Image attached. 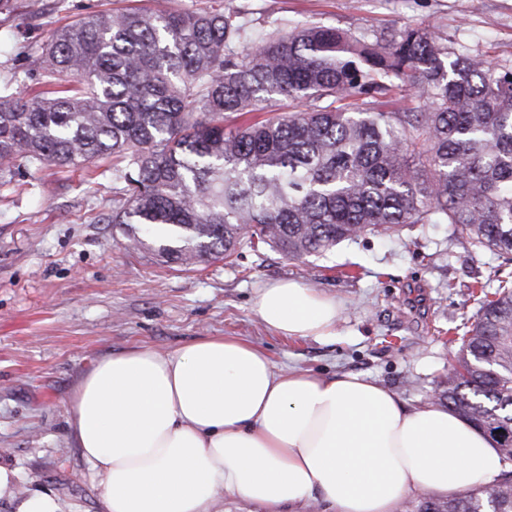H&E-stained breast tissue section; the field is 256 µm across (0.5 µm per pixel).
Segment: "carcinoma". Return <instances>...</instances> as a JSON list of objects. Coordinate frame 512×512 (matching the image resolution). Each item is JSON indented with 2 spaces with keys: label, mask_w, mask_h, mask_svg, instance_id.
Here are the masks:
<instances>
[{
  "label": "carcinoma",
  "mask_w": 512,
  "mask_h": 512,
  "mask_svg": "<svg viewBox=\"0 0 512 512\" xmlns=\"http://www.w3.org/2000/svg\"><path fill=\"white\" fill-rule=\"evenodd\" d=\"M43 63L38 92L0 90V167L112 159L104 221L166 263L257 241L301 260L408 224L512 255V69L421 28L254 35L230 8L126 7L53 28ZM481 294L437 400L509 467L408 512H512V284Z\"/></svg>",
  "instance_id": "carcinoma-1"
}]
</instances>
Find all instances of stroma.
I'll use <instances>...</instances> for the list:
<instances>
[{
	"instance_id": "stroma-1",
	"label": "stroma",
	"mask_w": 512,
	"mask_h": 512,
	"mask_svg": "<svg viewBox=\"0 0 512 512\" xmlns=\"http://www.w3.org/2000/svg\"><path fill=\"white\" fill-rule=\"evenodd\" d=\"M0 10V86L35 87L51 28L138 0H11ZM171 7H238L250 30L286 18L354 35L419 25L450 48L512 66V0H159ZM112 166L0 170V464L27 492L56 495L64 512H99L100 487L68 434L67 404L100 358L135 347L173 352L204 336H235L281 368L358 373L425 407L459 349L458 330L481 287L512 280V258L477 251L448 224L362 235L291 260L261 244L233 264L184 268L128 247L114 225ZM296 280L338 298L336 334L293 339L264 328L258 288Z\"/></svg>"
}]
</instances>
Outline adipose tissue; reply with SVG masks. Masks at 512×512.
<instances>
[{
	"label": "adipose tissue",
	"instance_id": "ef3b65f1",
	"mask_svg": "<svg viewBox=\"0 0 512 512\" xmlns=\"http://www.w3.org/2000/svg\"><path fill=\"white\" fill-rule=\"evenodd\" d=\"M255 310L284 337L336 334L335 298L296 281L260 289ZM69 414L101 512H219L228 496L277 512L317 493L336 512H395L409 493L452 495L505 468L494 441L446 407H406L359 374L283 371L229 336L103 357ZM18 480L0 466V501L14 512H62L50 493H19Z\"/></svg>",
	"mask_w": 512,
	"mask_h": 512
}]
</instances>
